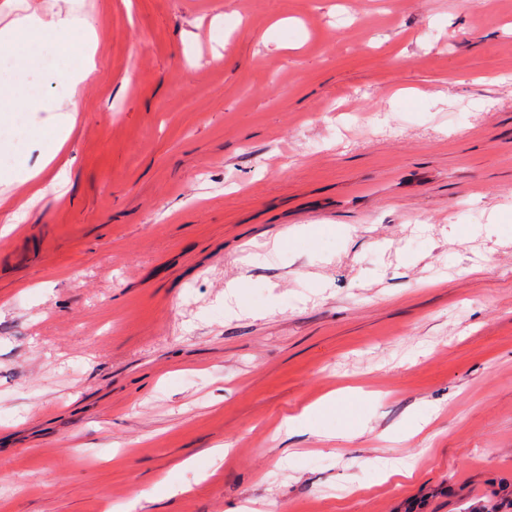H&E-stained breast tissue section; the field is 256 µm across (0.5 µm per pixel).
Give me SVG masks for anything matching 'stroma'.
<instances>
[{
    "mask_svg": "<svg viewBox=\"0 0 512 512\" xmlns=\"http://www.w3.org/2000/svg\"><path fill=\"white\" fill-rule=\"evenodd\" d=\"M82 11L0 236V512H512V0ZM34 56L1 171L81 64ZM64 142V138L59 140L57 145L47 153L46 163L42 168L35 170L21 168L20 170L13 173H2L0 176L1 184H17L18 186L24 187L25 192L30 195L26 203L21 204L20 206L16 207L15 210H13L10 221H18L24 218L26 215L25 208H27L29 204L44 197L43 182L45 177L43 172L55 160L58 153L62 149Z\"/></svg>",
    "mask_w": 512,
    "mask_h": 512,
    "instance_id": "stroma-1",
    "label": "stroma"
}]
</instances>
